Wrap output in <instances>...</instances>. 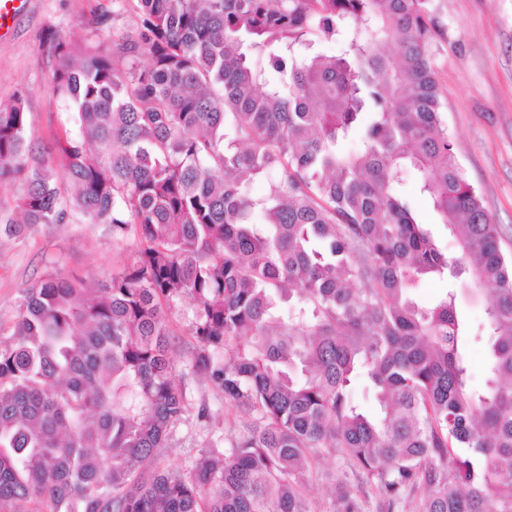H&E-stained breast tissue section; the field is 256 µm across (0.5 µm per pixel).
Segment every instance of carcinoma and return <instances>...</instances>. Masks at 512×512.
Segmentation results:
<instances>
[{
  "label": "carcinoma",
  "instance_id": "obj_1",
  "mask_svg": "<svg viewBox=\"0 0 512 512\" xmlns=\"http://www.w3.org/2000/svg\"><path fill=\"white\" fill-rule=\"evenodd\" d=\"M124 13L107 53L47 44L79 121L62 173L26 141L24 95L0 107V183L26 185L0 230L77 212L140 243L103 284L24 289L0 341V512H512V257L442 117L433 0H112L93 26ZM407 168L460 256L418 219ZM448 274L487 293L484 392L455 292L407 296ZM184 297L193 366L253 417L188 478L157 467L187 412L167 318ZM323 452L340 475L321 511L303 474ZM350 392L354 402L367 414H376L378 405L363 378L352 381Z\"/></svg>",
  "mask_w": 512,
  "mask_h": 512
}]
</instances>
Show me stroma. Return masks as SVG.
<instances>
[{
    "label": "stroma",
    "instance_id": "1",
    "mask_svg": "<svg viewBox=\"0 0 512 512\" xmlns=\"http://www.w3.org/2000/svg\"><path fill=\"white\" fill-rule=\"evenodd\" d=\"M112 0H27L0 30V106L17 93L26 96L25 136L51 166H58L55 140L63 131L77 132L76 114L54 92L51 73L56 59L48 37L82 47L111 46L113 29L132 26L130 15L117 17L112 28L93 31L90 23ZM441 34L435 71L446 103L444 120L455 155L502 229L501 246L512 253V0H433ZM139 248L137 238H114L104 224L81 216L63 224H32L21 235L0 233V334H11L23 291L49 271L75 274L88 283L109 280L129 264ZM481 296L460 288L457 309L469 330L471 384L484 389L488 378L490 339L484 325ZM195 303L183 299L168 310L175 336L171 357L176 381L189 411L172 428L159 452L161 469L190 475L202 451L223 445L249 422L237 408L224 405V394L195 370V342L188 333Z\"/></svg>",
    "mask_w": 512,
    "mask_h": 512
}]
</instances>
